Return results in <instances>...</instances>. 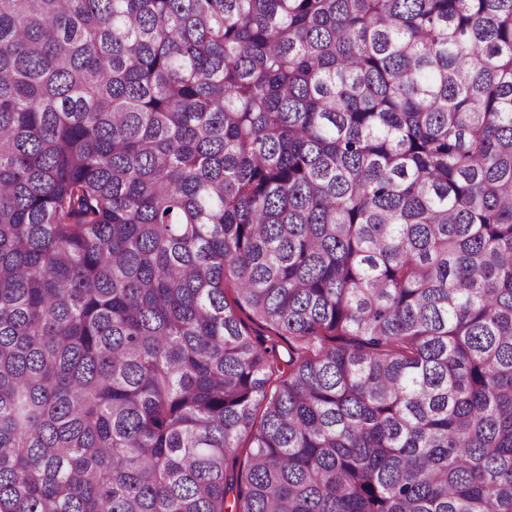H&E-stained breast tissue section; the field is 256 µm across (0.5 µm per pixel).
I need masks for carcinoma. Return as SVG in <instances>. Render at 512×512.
<instances>
[{
    "instance_id": "obj_1",
    "label": "carcinoma",
    "mask_w": 512,
    "mask_h": 512,
    "mask_svg": "<svg viewBox=\"0 0 512 512\" xmlns=\"http://www.w3.org/2000/svg\"><path fill=\"white\" fill-rule=\"evenodd\" d=\"M0 512H512V0H0Z\"/></svg>"
}]
</instances>
